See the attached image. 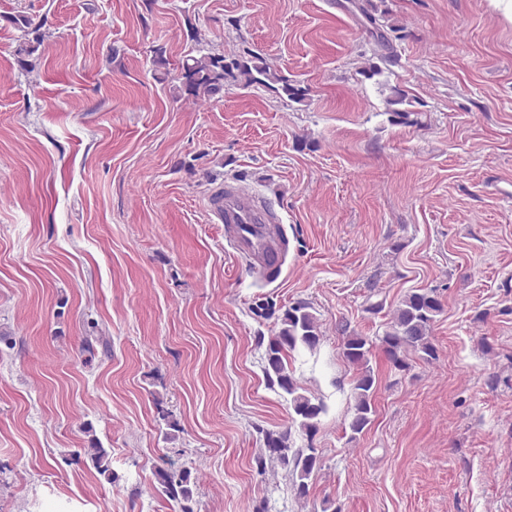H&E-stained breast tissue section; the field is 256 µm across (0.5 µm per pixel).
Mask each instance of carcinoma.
Here are the masks:
<instances>
[{
  "label": "carcinoma",
  "instance_id": "carcinoma-1",
  "mask_svg": "<svg viewBox=\"0 0 512 512\" xmlns=\"http://www.w3.org/2000/svg\"><path fill=\"white\" fill-rule=\"evenodd\" d=\"M357 8L366 20L376 54L383 61L392 60L391 43L381 31L382 24L376 17L378 6L373 0H365ZM173 81L175 98H191L195 102L218 101L224 98V90L231 84L243 88L260 86L294 103L306 102L308 95V88L271 65L262 53L253 50L243 54L199 52L187 55L176 65ZM387 105L390 112L404 119L409 115L407 106L411 105V101L403 90L392 87ZM441 311L442 302L435 290L411 289L374 335L352 332L342 337V355L356 370L351 388V406L344 422V430L350 434V439L363 433L375 412L373 397L376 377L371 366L373 355L381 353L390 368L398 372L410 370L413 357L433 362L438 358V352L432 340L431 328ZM278 321V332L267 339L263 373L268 385L286 397L292 425L265 431L263 441L266 456L258 460V467L264 469L268 458L279 462L291 475L296 496L305 498L310 492L311 478L321 468V461L315 449L295 447L292 427H297L308 436L314 435L326 406L323 400L306 393L298 385L290 370L289 358L296 351L316 350L321 334L315 314L303 302L285 308ZM83 451L100 476L110 484L117 481L110 466L109 454L98 439H91ZM164 464L165 467L158 472L159 496L175 503L179 512H194L192 501L196 481L191 469L171 459L165 460Z\"/></svg>",
  "mask_w": 512,
  "mask_h": 512
}]
</instances>
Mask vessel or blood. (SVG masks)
Segmentation results:
<instances>
[{"label":"vessel or blood","instance_id":"1","mask_svg":"<svg viewBox=\"0 0 512 512\" xmlns=\"http://www.w3.org/2000/svg\"><path fill=\"white\" fill-rule=\"evenodd\" d=\"M214 214L224 226V239L236 257L267 276L281 262L280 217L258 194L244 186L225 187Z\"/></svg>","mask_w":512,"mask_h":512}]
</instances>
